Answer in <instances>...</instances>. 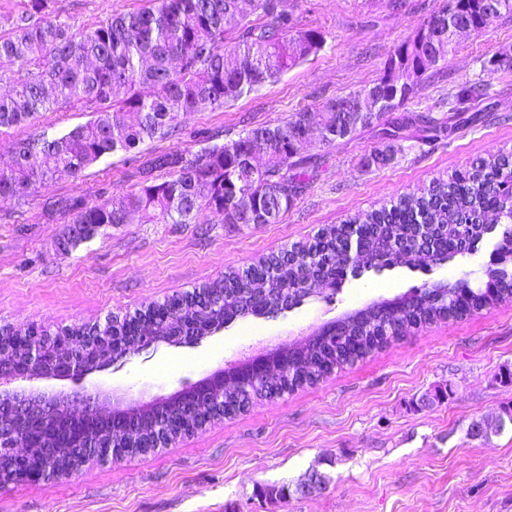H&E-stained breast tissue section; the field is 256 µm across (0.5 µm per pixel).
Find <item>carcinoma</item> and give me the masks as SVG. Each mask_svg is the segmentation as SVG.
Instances as JSON below:
<instances>
[{
	"label": "carcinoma",
	"instance_id": "1",
	"mask_svg": "<svg viewBox=\"0 0 512 512\" xmlns=\"http://www.w3.org/2000/svg\"><path fill=\"white\" fill-rule=\"evenodd\" d=\"M43 0H30L28 10L7 14L0 34V59L17 67L21 78L0 95V130L21 129L42 112L78 107L92 114L89 121L59 137L21 134L10 148L23 158L0 170V198L20 204L38 186L65 172L74 178L102 158L129 152L139 145L173 136L178 119L188 112L218 110L316 53L320 31L297 29L282 0H157L138 12L119 13L98 25L78 30L58 16L43 15ZM264 19L254 23L248 13ZM512 18V0H448L430 14L416 34L401 43L371 86L322 103V121L331 135L317 140L333 145L370 126L380 115L404 106L418 92L423 77L455 52L458 34L448 27L481 35L496 21ZM489 84L480 79L459 86L451 111L472 110L487 96ZM309 115L300 111L277 125H258L236 139L215 143L187 156L179 152L153 154L141 171V187L118 201L92 204L75 198L46 203L50 217L70 216L74 234L58 242L69 252L104 225L125 224L132 213L164 224H189L195 212L208 209L223 224H275L295 205L310 177L311 160L298 143L307 134ZM408 125H421L439 134L443 126L429 115L407 114L383 131L388 139ZM258 147L266 152L261 165L249 156ZM166 180L155 182V173ZM249 197V206L235 201ZM512 213V151L479 158L448 180H437L419 197L404 196L388 206L357 214L341 224L321 229L309 243H296L278 255L264 257L245 269H229L219 280L194 291L112 317L130 329L147 325L167 333L165 316L190 317L198 308L211 313L252 314V295L242 291L252 280L267 281L278 296L298 291V281H283L281 269L292 273L311 253L320 254L317 272L336 288L344 281L347 257L343 241L360 237V271H381L397 264L411 267L437 263L468 251L466 239L482 232L483 216ZM504 261L486 271L484 287L455 282L390 300L396 314L373 307L347 316L337 339L323 345L294 347L327 369L353 362L354 347L375 348L395 336L398 328L444 320L466 308L480 310L512 300V230L500 236ZM313 382L300 370L278 383H260L251 391L224 392V414L243 411L258 397L280 395ZM171 439L186 435L182 415L167 412ZM72 432L55 427L31 459V468L46 463L64 470L80 450L66 447Z\"/></svg>",
	"mask_w": 512,
	"mask_h": 512
}]
</instances>
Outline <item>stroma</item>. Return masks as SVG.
Wrapping results in <instances>:
<instances>
[{
  "label": "stroma",
  "mask_w": 512,
  "mask_h": 512,
  "mask_svg": "<svg viewBox=\"0 0 512 512\" xmlns=\"http://www.w3.org/2000/svg\"><path fill=\"white\" fill-rule=\"evenodd\" d=\"M446 0H285L299 27L322 32L321 49L275 83L217 111L181 115L178 135L107 157L82 177L60 174L26 203L0 200V326L93 328L154 302L193 291L275 255L347 216L419 194L479 158L512 151V67L484 73L483 65L512 54V19L482 37H461L447 62L424 76L405 109L447 122V136L421 127L399 139L378 135L382 120L353 139L303 146L315 168L303 194L276 224H223L200 210L188 224L132 216L100 227L71 252L57 249L68 226L49 218L45 203L62 195L93 202L137 190L139 171L153 152L198 153L213 141L238 138L259 124L276 125L296 112L317 117L326 99L372 85L387 57L413 37ZM147 0H46L47 12L75 28L94 27ZM491 85L476 111L456 117L448 97L478 79ZM393 149L380 168L365 157ZM494 241L477 251L421 268L395 266L348 277L340 290L306 299L274 319L229 322L198 345H159L89 375L87 384L125 401L147 402L194 384L213 371L316 336L328 323L423 283L469 281L478 287ZM512 302L409 329L366 357L317 382L280 396L254 399L235 416L208 423L164 448L120 461L89 459L67 474L40 482L0 485V512H512V425L485 439L467 429L512 409ZM445 388L448 397L425 403ZM316 471L324 488L296 493ZM288 486L287 499L261 495Z\"/></svg>",
  "instance_id": "obj_1"
}]
</instances>
